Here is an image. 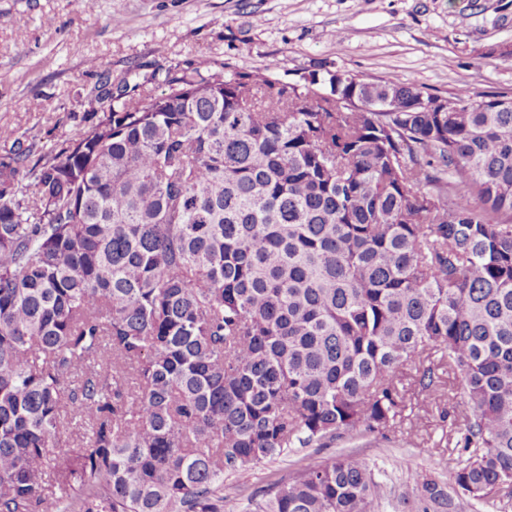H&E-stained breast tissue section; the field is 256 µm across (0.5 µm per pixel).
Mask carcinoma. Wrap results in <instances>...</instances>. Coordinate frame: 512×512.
<instances>
[{"label":"carcinoma","mask_w":512,"mask_h":512,"mask_svg":"<svg viewBox=\"0 0 512 512\" xmlns=\"http://www.w3.org/2000/svg\"><path fill=\"white\" fill-rule=\"evenodd\" d=\"M158 84L34 162L0 135V512H224L226 471L398 428L407 366L469 409L423 512L512 489V103L215 61ZM381 491L345 454L251 512Z\"/></svg>","instance_id":"obj_1"}]
</instances>
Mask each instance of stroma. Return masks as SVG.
I'll list each match as a JSON object with an SVG mask.
<instances>
[{
	"label": "stroma",
	"mask_w": 512,
	"mask_h": 512,
	"mask_svg": "<svg viewBox=\"0 0 512 512\" xmlns=\"http://www.w3.org/2000/svg\"><path fill=\"white\" fill-rule=\"evenodd\" d=\"M505 48L512 0H96L91 11L84 0H0V128L48 151L90 127L88 101L104 81L155 91V72L203 58L286 81L323 65L442 98L466 88L512 99ZM407 405L408 419L388 437L292 448L225 473L224 512H245L273 484L340 454L363 458L385 485L374 512H419L409 477L449 479L462 451L448 435L465 408L444 391L433 403L409 395Z\"/></svg>",
	"instance_id": "stroma-1"
}]
</instances>
